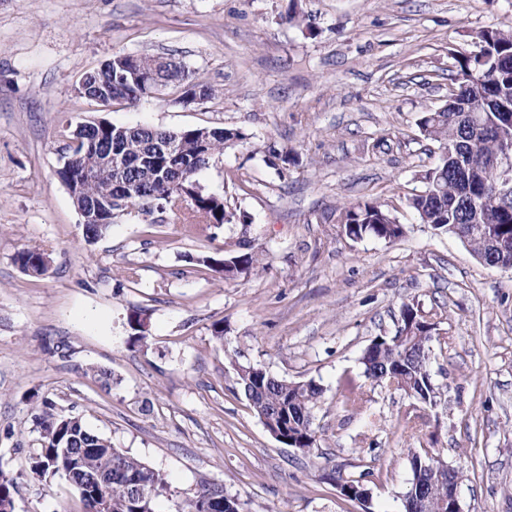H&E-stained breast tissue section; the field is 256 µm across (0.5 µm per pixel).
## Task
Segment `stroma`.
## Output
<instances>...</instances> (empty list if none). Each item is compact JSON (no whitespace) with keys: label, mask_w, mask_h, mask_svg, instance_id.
I'll return each instance as SVG.
<instances>
[{"label":"stroma","mask_w":512,"mask_h":512,"mask_svg":"<svg viewBox=\"0 0 512 512\" xmlns=\"http://www.w3.org/2000/svg\"><path fill=\"white\" fill-rule=\"evenodd\" d=\"M488 27H512V0H0V470L15 512H84L63 478L31 470L45 399L165 477L156 512L206 482L242 512H404L419 448L461 472L463 512H512V268L407 205L441 154L418 119L457 88V57ZM118 53L175 55L218 94L94 109L78 82ZM93 119L242 132L197 179L248 223L209 227L185 204L87 244L57 171L60 129ZM364 202L405 236L349 238L340 210ZM243 244L264 256L249 277L196 262ZM25 250L47 256L45 275L22 269ZM406 303L435 325V408L363 375ZM133 311L147 345L129 343ZM237 363L321 387L315 448L271 436L236 392ZM349 379L357 410L342 404ZM338 471L363 477L369 505L341 495Z\"/></svg>","instance_id":"obj_1"}]
</instances>
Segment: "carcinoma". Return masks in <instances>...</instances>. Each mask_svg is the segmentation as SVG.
<instances>
[{
	"label": "carcinoma",
	"instance_id": "carcinoma-1",
	"mask_svg": "<svg viewBox=\"0 0 512 512\" xmlns=\"http://www.w3.org/2000/svg\"><path fill=\"white\" fill-rule=\"evenodd\" d=\"M476 38L488 57L484 67L492 71L481 85L465 90L459 100L425 112L419 118L422 135L439 143L443 153L435 166L424 172L425 189L413 194L408 205L420 222L436 234L460 237L476 257L512 267V208L499 204L490 182L499 159L497 128L503 120L502 109L512 114V30L486 28L478 31ZM137 61L140 69L154 72L170 91L188 85L202 90L209 99L216 97L213 85L174 56L139 55ZM121 64H126V59L114 55L107 86L110 93L134 106L143 97L117 77ZM473 113L482 115L484 126L477 128L471 123ZM208 132V145L202 150L194 128L183 129L176 137L173 131L159 127L114 124L104 128L92 121L87 136L97 141V148L81 152L73 166L77 175L90 172V177L80 180V194L103 201L117 197L115 174L103 162L115 148L126 156L125 180L132 205L155 200L169 208L171 204L166 202L165 194L181 189L195 197V211L206 223L218 226L237 220L245 224V212L228 209L224 197L204 191L197 180V175L215 156L241 141L243 135L229 128H210ZM175 138L181 143L178 153H157L148 160L162 176L155 180L142 178L143 151ZM470 196L483 200L478 220L473 219L467 207ZM343 224L346 235L352 239L394 241L405 234V226L388 209L375 203L346 209ZM261 261L262 255L254 252H225L196 259L215 273L243 278L250 276ZM400 316L401 325L393 335L379 336L373 347L365 349L361 357L363 374L370 380L392 381L414 402L435 407L443 392L428 369L433 338L427 316L412 304L403 305ZM235 370L238 390L263 426L279 432L285 446L303 452L315 447L313 409L322 394L317 384L290 383L258 366L238 365ZM35 425L42 444L34 464L69 479L86 512H155L156 499L167 491L160 472L112 447L110 441L89 430L80 417L55 411L46 399L35 416ZM432 454V448H421L412 454L413 479L405 500L415 501L417 512H448V464L438 458L435 467L420 469L422 460ZM106 469L112 473V482L100 489L98 475ZM129 479L139 483L138 494L129 491ZM216 493V485H204L177 505L176 512H207L208 500Z\"/></svg>",
	"mask_w": 512,
	"mask_h": 512
}]
</instances>
